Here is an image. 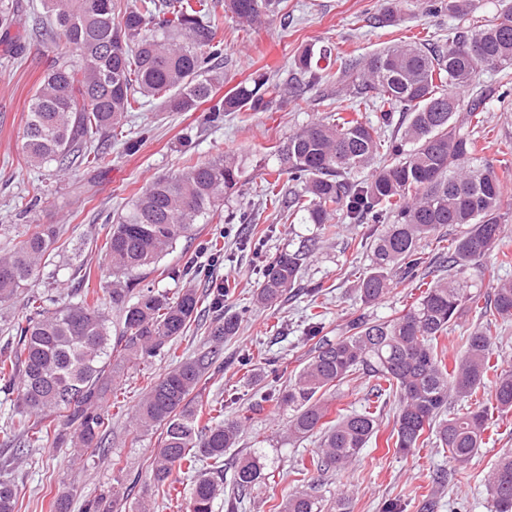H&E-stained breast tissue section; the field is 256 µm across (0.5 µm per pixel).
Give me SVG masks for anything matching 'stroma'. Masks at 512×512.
Wrapping results in <instances>:
<instances>
[{"mask_svg":"<svg viewBox=\"0 0 512 512\" xmlns=\"http://www.w3.org/2000/svg\"><path fill=\"white\" fill-rule=\"evenodd\" d=\"M38 0H19L14 31L23 36L17 56L0 55V251L19 246L35 227L52 228L56 235L52 264L32 289L65 298L71 289L108 299L112 290L103 250L107 226L131 200L153 180L179 172L186 159L207 161L232 155L242 171L239 184L221 202L206 223L196 225L190 238L180 240L165 255L158 271L142 273L143 285L177 296L194 288L205 294L211 288L230 284L232 293L224 309L241 314L237 335L224 342L216 362L199 385L198 401L221 404L227 419L242 420L244 429L238 446L245 453L263 448L272 462L268 476L255 488L244 512H269L272 505L294 491L308 489L309 479L298 472L310 461L314 439L297 443L285 440L288 411L265 405L252 408L257 391L239 361L251 356L255 368L266 359H276L281 383H288L312 347L305 336L310 318L307 290L320 285L324 302L320 316L321 336L327 340L344 335L349 322L359 315L382 319L400 315L422 294L417 283H394L389 294L374 305L363 304L357 293L360 274L370 263L369 251L359 242L365 225H347L336 239L324 236L316 225L287 220L267 201L264 192L269 172L278 167V148L288 136L309 122L326 119L336 108V82L328 80L301 99L284 96L267 109L225 113L210 121L204 110L166 112L151 104L127 113L123 140L113 141L109 160L99 167L81 168L59 174L53 167H28L22 152V135L28 102L52 61L65 52L62 42L50 41L32 22ZM394 7L396 23L381 24L377 18L385 7ZM456 25L447 14H433L426 0H283L279 13L258 27H247L225 17L220 36L224 40V83L214 92L227 90L257 74L271 80L293 81L292 63L306 45H327L340 61L368 55L385 46L417 37L431 44L447 42ZM479 91L487 101L482 156L496 171L512 172V106L497 101L502 91L499 76L481 73ZM139 141L137 152L124 149V139ZM262 233L260 250L245 244L246 236ZM222 237L220 254L207 250L206 243ZM311 243V251L298 287L289 290L272 307L253 305L252 298L268 261L280 251ZM195 260L203 276L191 279L181 270ZM29 289V290H32ZM29 290L19 289L0 301V355H9L13 325L25 315ZM169 357L158 356L149 364L125 370L120 381L122 404L112 408V424L101 437V450L74 457L69 445L58 443L62 421L40 445L21 449L20 439L10 431L13 403L0 391V479L11 481L19 491L17 512H50V503L65 498L68 512H83L86 500L111 495L122 497L111 512H134L142 497H153L154 512H186L185 493L191 486L187 475L172 478L182 493L181 500L159 496L152 479L150 460L161 445L160 430H134L131 416L150 378L165 373ZM376 380L366 374L353 376L326 395L328 420L361 409ZM396 404L380 401L379 429L375 440L364 448L347 469L320 477L316 485L326 501L348 496L350 512H384L389 503L401 512H493L486 478L504 451H512V412L493 413L484 444L467 464L453 467L434 440L410 452L398 451L393 436ZM453 469L445 488H437L439 469Z\"/></svg>","mask_w":512,"mask_h":512,"instance_id":"35a3bbf8","label":"stroma"}]
</instances>
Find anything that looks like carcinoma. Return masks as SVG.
Masks as SVG:
<instances>
[{"instance_id": "1", "label": "carcinoma", "mask_w": 512, "mask_h": 512, "mask_svg": "<svg viewBox=\"0 0 512 512\" xmlns=\"http://www.w3.org/2000/svg\"><path fill=\"white\" fill-rule=\"evenodd\" d=\"M280 0H224V11L250 25L262 23ZM49 36L64 41L68 57L58 60L34 91L27 110L23 154L29 165H55L61 171L99 166L108 142L118 136L125 114L147 101H160L167 112H193L209 101L211 116L252 108L287 92L299 98L329 76L331 51L305 46L293 64L296 85L261 75L241 82L213 100L224 83L223 26L209 0H40ZM428 11L465 17L476 0H429ZM15 20V0H0V27ZM512 66V6L473 29L456 30L448 44L398 43L336 71V82L355 77L352 94L372 103L381 99L378 124L343 115L336 107L328 121H315L293 132L279 150L278 175L303 184L302 191L280 200L277 182H267L275 204L316 224L325 233L340 231L328 223L336 214L353 224H381L367 236L371 263L360 278L358 294L380 302L396 280L418 278L420 244L444 226L458 229L448 252L440 256L448 276L425 283L426 291L403 314L391 319L358 316L346 335L320 340L310 350L288 388L265 390V403L288 407L290 441L319 436L311 467L320 474L349 466L377 433V415L366 406L331 422L325 393L363 371L376 378L374 397L398 398L395 447L410 451L435 434L449 458L469 461L481 448L490 411H512V367L495 375L487 399L477 392L488 372L499 322L512 319V280L493 286L481 313L482 326L468 334L461 351L447 358L439 339L460 318L466 303L476 302L470 270L495 255V268L512 265L500 250L504 185L492 165L478 156V138L486 98L473 93L479 73L508 80ZM395 127L386 138L378 127ZM372 169L370 177L357 175ZM241 172L231 156L198 162L153 181L110 225L106 255L125 286L112 289V305L121 328L112 337V317L98 298L70 297L49 308L42 293L28 296L27 312L14 325L13 355L0 358L3 391L16 390L11 426L28 443L41 440L52 415L73 427L69 442L79 455L101 450L98 437L109 427L106 410L117 396V380L130 365L171 351L198 314L200 297L188 289L175 298L152 288L134 292L135 276L157 269L162 257L195 224L212 212L224 193L239 183ZM55 234L36 231L20 246L0 255V300L13 296L40 275L54 251ZM310 248L284 252L266 266L257 303L272 306L295 286ZM230 285L210 293L209 307L223 315L213 332L221 343L238 330L239 316L224 312ZM217 351L181 360L147 385L135 411L138 428H162V445L152 462L157 493L174 489L173 471L193 474L187 512H213L224 493V455L236 447L241 424L224 420L223 408L195 410L198 386ZM466 400L463 413H449L448 402ZM211 469L197 470L200 458ZM268 453L254 448L232 460L234 497L227 512H237L261 481ZM309 467V468H311ZM309 468H300L309 472ZM495 512H512V452L500 455L487 477ZM17 489L0 481V512H15ZM315 491L289 494L272 512H324Z\"/></svg>"}]
</instances>
